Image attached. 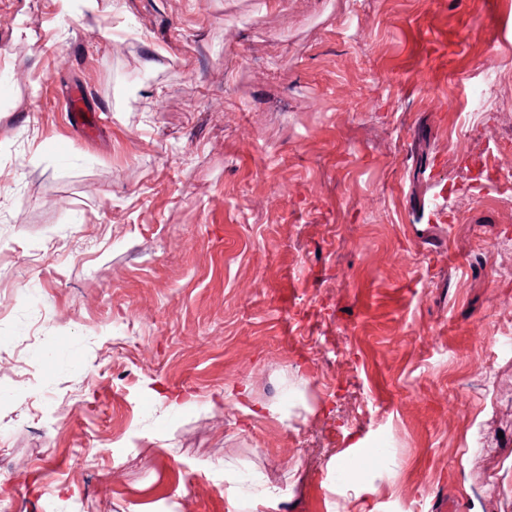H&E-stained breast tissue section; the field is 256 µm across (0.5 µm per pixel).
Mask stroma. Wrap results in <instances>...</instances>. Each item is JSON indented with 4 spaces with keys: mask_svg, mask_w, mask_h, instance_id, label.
Instances as JSON below:
<instances>
[{
    "mask_svg": "<svg viewBox=\"0 0 512 512\" xmlns=\"http://www.w3.org/2000/svg\"><path fill=\"white\" fill-rule=\"evenodd\" d=\"M511 53L512 0H0V512H512ZM65 107L70 126L80 130L86 137H92L98 129L100 118L97 113L83 108L81 94L71 93L66 99Z\"/></svg>",
    "mask_w": 512,
    "mask_h": 512,
    "instance_id": "35a3bbf8",
    "label": "stroma"
}]
</instances>
